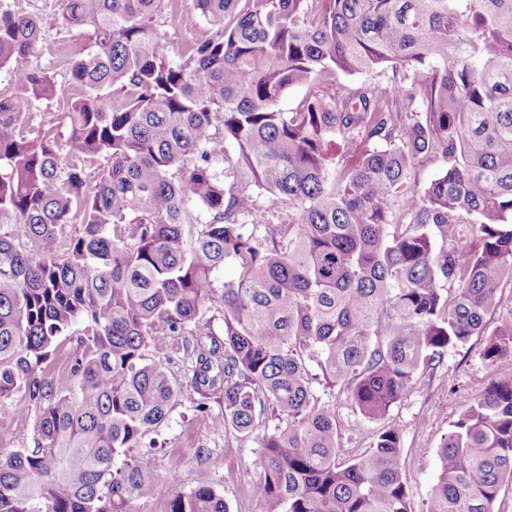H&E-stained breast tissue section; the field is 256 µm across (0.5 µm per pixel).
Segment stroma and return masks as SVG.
Listing matches in <instances>:
<instances>
[{"label": "stroma", "instance_id": "stroma-1", "mask_svg": "<svg viewBox=\"0 0 512 512\" xmlns=\"http://www.w3.org/2000/svg\"><path fill=\"white\" fill-rule=\"evenodd\" d=\"M9 3L16 13L35 16L41 22L42 40L29 58L30 67L49 72L57 83H67L71 60L93 47L91 28L63 27L61 0ZM156 27L165 53L176 61L212 33L211 25L194 10L192 0H177L175 7H164ZM66 110L65 100L59 97L36 102L25 119L30 134L50 129L58 138H65L68 129L62 116ZM500 291L504 303L487 316L485 333L449 348L439 364L420 371L390 412V423L402 431V469L413 512L426 510L440 469L439 450L461 413L462 402L479 399L493 380L512 375L511 361L494 364L484 355L491 332L512 322V281L504 280ZM82 334V325H75L58 339L50 359L42 365L43 373L66 393L78 389L71 358ZM182 343V337L161 330L152 336L145 351L148 360H160L169 367L182 393L168 420L148 435L155 444L154 465L167 479L144 483L133 492L129 506L132 512H169L174 496L189 493L205 481L223 496L227 512H262L254 485L262 473V439L272 432L276 420L262 416L246 435L215 428L212 419L220 415L221 406L214 401L209 413L198 411V396L191 384L192 364ZM313 395L315 402L334 406L344 457H357L372 448L379 423L365 419L337 389L317 383ZM37 419L38 409L25 394L0 399V453L33 447Z\"/></svg>", "mask_w": 512, "mask_h": 512}]
</instances>
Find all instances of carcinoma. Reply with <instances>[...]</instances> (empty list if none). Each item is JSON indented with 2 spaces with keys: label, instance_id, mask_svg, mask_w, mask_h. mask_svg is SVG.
<instances>
[{
  "label": "carcinoma",
  "instance_id": "carcinoma-1",
  "mask_svg": "<svg viewBox=\"0 0 512 512\" xmlns=\"http://www.w3.org/2000/svg\"><path fill=\"white\" fill-rule=\"evenodd\" d=\"M61 2V24L94 40L65 85L29 66L39 19L0 0L16 87L0 95V397L39 408L35 447L0 456V512H128L162 481L134 453L180 394L145 358L159 325L187 337L216 427L277 416L264 512H412L390 411L512 280V0H193L214 33L181 61L160 45L162 0ZM363 73L378 81H339ZM52 96L63 142L24 131ZM464 224L475 251L453 246ZM79 322L64 394L38 369ZM485 357L512 358V324ZM310 361L383 424L367 454L339 459ZM439 457L426 512H492L512 482V377L465 405ZM170 512L227 508L201 482Z\"/></svg>",
  "mask_w": 512,
  "mask_h": 512
}]
</instances>
